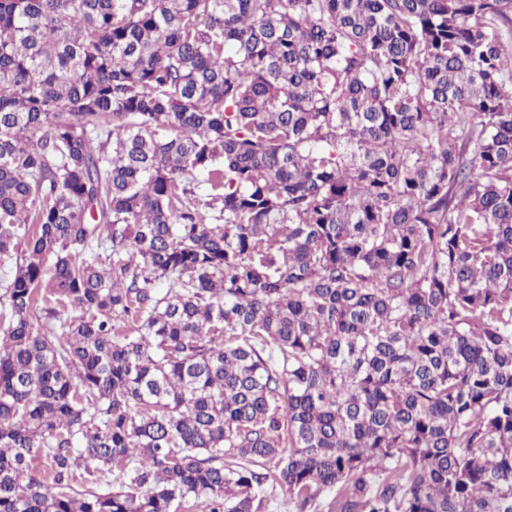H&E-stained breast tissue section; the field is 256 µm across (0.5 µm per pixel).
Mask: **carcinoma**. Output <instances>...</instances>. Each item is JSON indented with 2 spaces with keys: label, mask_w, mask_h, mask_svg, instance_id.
<instances>
[{
  "label": "carcinoma",
  "mask_w": 512,
  "mask_h": 512,
  "mask_svg": "<svg viewBox=\"0 0 512 512\" xmlns=\"http://www.w3.org/2000/svg\"><path fill=\"white\" fill-rule=\"evenodd\" d=\"M0 266V512H512V0H0ZM119 472L117 470L112 469V465H106L102 472L98 474L97 480L94 481V484L89 483L87 476L83 473V471H77V483L74 484V487L77 490H83L90 488L94 491H106L112 490V487H117L119 483L118 478Z\"/></svg>",
  "instance_id": "1"
}]
</instances>
